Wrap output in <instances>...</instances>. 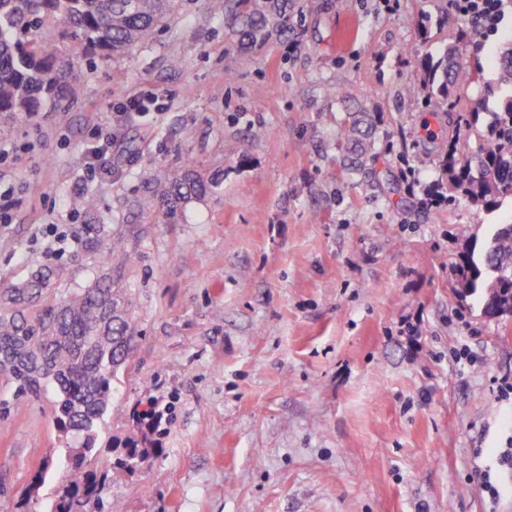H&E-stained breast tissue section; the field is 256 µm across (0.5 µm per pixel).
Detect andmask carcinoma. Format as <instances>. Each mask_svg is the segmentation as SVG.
<instances>
[{
	"label": "carcinoma",
	"instance_id": "1",
	"mask_svg": "<svg viewBox=\"0 0 512 512\" xmlns=\"http://www.w3.org/2000/svg\"><path fill=\"white\" fill-rule=\"evenodd\" d=\"M177 0H0V117H36L46 110L65 112L83 92L78 76L81 61H107L152 41L174 19ZM210 12L224 17V28L241 50L262 47L274 35L296 30V0H209ZM424 82L408 85L409 100L448 115L446 149L436 158L438 189L450 201L458 195L494 209L512 198V46L495 62L497 86L510 89L494 108L488 103L459 108L465 89L481 80L470 73L446 46L422 62ZM478 141L471 150V139ZM372 125L360 111L348 112L337 147L348 174L361 173L362 158L372 149ZM218 175L155 165L141 193L128 203L148 220L163 213L177 220L188 205L218 191ZM74 210L93 221L98 198L90 193L71 201ZM90 247H101L104 271L87 286L68 290L54 304L37 307L69 277L67 269L40 264L25 279L0 282V353L14 362L4 370L18 399L52 392V421L66 448L38 468L29 494L18 502L20 512H32L31 499L47 475L63 471L66 485L45 512H72L75 504L95 503L99 512H120L116 501L105 503V463L97 448V426L112 401L111 381L125 363L135 340L132 301L114 287V278L132 263L122 231L105 233L93 225ZM459 295H477L484 312L512 315V224H499L481 252L463 251L455 265ZM154 407L132 416L137 432L112 443L114 464L133 470L149 459L158 429Z\"/></svg>",
	"mask_w": 512,
	"mask_h": 512
}]
</instances>
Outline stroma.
I'll use <instances>...</instances> for the list:
<instances>
[{"instance_id":"35a3bbf8","label":"stroma","mask_w":512,"mask_h":512,"mask_svg":"<svg viewBox=\"0 0 512 512\" xmlns=\"http://www.w3.org/2000/svg\"><path fill=\"white\" fill-rule=\"evenodd\" d=\"M206 3L180 0L154 42L82 68L70 112L0 124V186L17 201L0 226V277L42 263L32 233L55 215L79 241L58 261L62 289L90 283L102 255L69 206L88 191L100 222L128 236L137 340L98 445L124 436L141 403L175 412L158 455L134 472L108 465L105 495L121 512H512V469L498 463L512 448V318L459 296L452 272L469 242L512 224V203L425 205L435 169L414 157L443 150L425 133L447 122L401 95L458 17L440 0H308L294 36L248 53ZM511 42L509 14L481 45H459L486 78L468 105ZM347 89L375 128L364 188L342 182ZM143 93L148 113L113 134V115ZM259 126L267 137L250 140ZM107 136L109 173L86 179L88 149ZM160 162L221 172L222 185L176 223H127ZM52 401L16 400L0 375V512H17L63 446Z\"/></svg>"}]
</instances>
